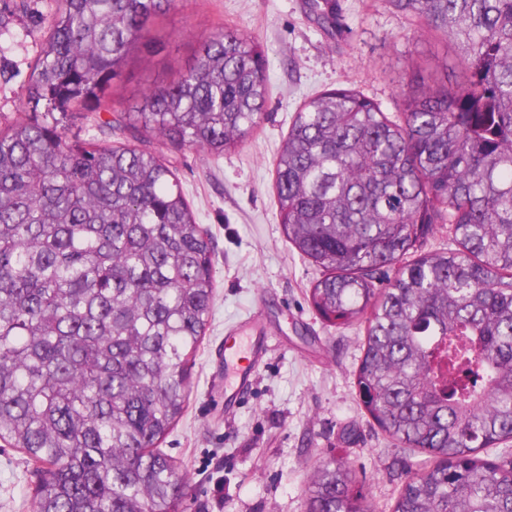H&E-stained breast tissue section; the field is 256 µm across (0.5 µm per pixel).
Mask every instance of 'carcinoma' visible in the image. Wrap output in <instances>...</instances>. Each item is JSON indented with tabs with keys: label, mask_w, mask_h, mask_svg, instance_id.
<instances>
[{
	"label": "carcinoma",
	"mask_w": 512,
	"mask_h": 512,
	"mask_svg": "<svg viewBox=\"0 0 512 512\" xmlns=\"http://www.w3.org/2000/svg\"><path fill=\"white\" fill-rule=\"evenodd\" d=\"M467 44L463 80L414 83L392 118L329 89L297 110L275 162L288 243L323 270L312 309L365 326L366 412L429 465L393 512H512V0H388ZM0 131V441L35 465L32 512H175L186 484L158 449L183 417L215 284L209 232L149 146L86 140L115 113L175 149L219 157L256 127L266 57L234 30L126 108L109 87L179 0H55ZM322 26L333 0H311ZM448 225L451 247L424 252ZM395 269L376 284L375 274ZM342 461L313 465L307 512H366Z\"/></svg>",
	"instance_id": "cac0c4a2"
}]
</instances>
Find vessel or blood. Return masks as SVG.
Returning a JSON list of instances; mask_svg holds the SVG:
<instances>
[{"mask_svg":"<svg viewBox=\"0 0 512 512\" xmlns=\"http://www.w3.org/2000/svg\"><path fill=\"white\" fill-rule=\"evenodd\" d=\"M242 329V335L229 336L224 342V402L228 405L251 388L267 352V338L254 324H243Z\"/></svg>","mask_w":512,"mask_h":512,"instance_id":"1","label":"vessel or blood"}]
</instances>
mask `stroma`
Instances as JSON below:
<instances>
[{"label":"stroma","mask_w":512,"mask_h":512,"mask_svg":"<svg viewBox=\"0 0 512 512\" xmlns=\"http://www.w3.org/2000/svg\"><path fill=\"white\" fill-rule=\"evenodd\" d=\"M0 28V129L24 117L25 83L41 50L33 15ZM336 25L324 30L308 0H182L162 19L170 39L152 65L132 59L112 85L134 103L157 79L189 68L201 37L223 28L257 39L266 55L263 115L238 148L218 158L161 147L199 223L212 235L215 296L204 340L192 362L189 407L162 442L181 465L186 494L177 512H306L311 464L348 462L370 512H392L424 454L390 439L361 404L354 373L363 328L331 327L308 301L320 268L288 244L274 201V163L298 107L323 91L348 88L388 113L412 80L456 85L462 43L422 29L388 0H336ZM452 68H443V61ZM269 338L251 391L224 410L218 353L242 321ZM36 477L22 453L0 448V512H31Z\"/></svg>","instance_id":"obj_1"}]
</instances>
